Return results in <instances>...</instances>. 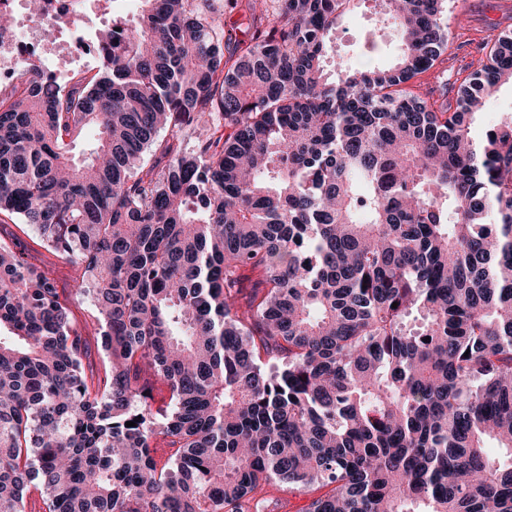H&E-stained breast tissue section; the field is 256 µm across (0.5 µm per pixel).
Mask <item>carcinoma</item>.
Segmentation results:
<instances>
[{
	"mask_svg": "<svg viewBox=\"0 0 512 512\" xmlns=\"http://www.w3.org/2000/svg\"><path fill=\"white\" fill-rule=\"evenodd\" d=\"M137 2L97 73L0 95V215L81 271L109 365L0 242V512H512V116L472 133L512 32L430 102L447 0H374L399 56L334 76L364 0ZM269 509L274 512H299L308 504L310 495L304 492H292L287 485L270 488Z\"/></svg>",
	"mask_w": 512,
	"mask_h": 512,
	"instance_id": "obj_1",
	"label": "carcinoma"
}]
</instances>
